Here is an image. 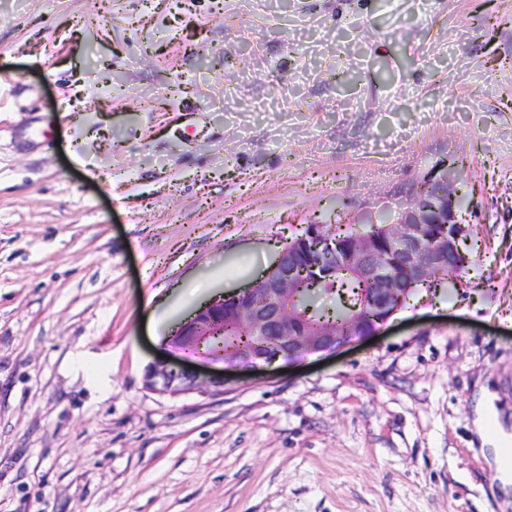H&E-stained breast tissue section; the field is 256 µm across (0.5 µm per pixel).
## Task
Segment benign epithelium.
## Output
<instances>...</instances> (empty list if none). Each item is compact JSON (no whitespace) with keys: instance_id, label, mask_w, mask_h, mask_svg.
I'll return each mask as SVG.
<instances>
[{"instance_id":"obj_1","label":"benign epithelium","mask_w":512,"mask_h":512,"mask_svg":"<svg viewBox=\"0 0 512 512\" xmlns=\"http://www.w3.org/2000/svg\"><path fill=\"white\" fill-rule=\"evenodd\" d=\"M439 181L445 188L440 195L414 194L411 204L399 209L400 217L390 225L385 242L370 233L360 236L361 247L349 259L353 273L369 285L362 308L378 313V324L371 335L400 309L403 298L415 284L427 285L435 274L434 267L442 257L458 254V243L465 234V227L458 223L453 190L448 171H443ZM444 225V235L435 240L424 233V225ZM396 246L401 272L387 270L389 246ZM345 249L343 240L322 224H309L293 241L285 243L275 267L255 284L238 294L206 304L196 310L174 331L175 339L214 355L222 348L224 326L243 328L257 341V346L244 356V365L252 369H265L286 357L293 362L308 354L327 352L338 348L329 342L334 336L330 328L317 327L312 332L298 333L294 316L286 304L288 294L295 287L299 273L308 269L318 279L329 280L333 268L324 259L336 258ZM225 374L203 375L179 364L157 360L145 373L148 389L171 396L201 392L224 393Z\"/></svg>"}]
</instances>
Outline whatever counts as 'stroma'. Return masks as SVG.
Wrapping results in <instances>:
<instances>
[{"instance_id": "1", "label": "stroma", "mask_w": 512, "mask_h": 512, "mask_svg": "<svg viewBox=\"0 0 512 512\" xmlns=\"http://www.w3.org/2000/svg\"><path fill=\"white\" fill-rule=\"evenodd\" d=\"M455 161L457 277L370 339L146 388L311 223ZM512 0H0V512H512Z\"/></svg>"}]
</instances>
